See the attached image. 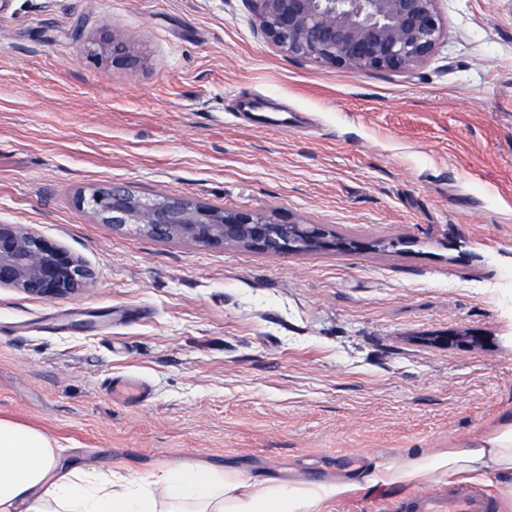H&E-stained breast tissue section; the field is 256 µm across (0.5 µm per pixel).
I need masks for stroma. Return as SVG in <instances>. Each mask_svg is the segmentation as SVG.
Segmentation results:
<instances>
[{
    "instance_id": "35a3bbf8",
    "label": "stroma",
    "mask_w": 512,
    "mask_h": 512,
    "mask_svg": "<svg viewBox=\"0 0 512 512\" xmlns=\"http://www.w3.org/2000/svg\"><path fill=\"white\" fill-rule=\"evenodd\" d=\"M405 74L275 50L247 0H7L0 224L82 258L47 301L0 287V418L122 475L207 461L323 482L467 447L512 416V0H440ZM137 66L85 51L102 30ZM249 98L309 131L254 126ZM293 218L356 249L278 255L113 230L92 189ZM471 329L482 346L425 337ZM134 375L148 398L112 399ZM448 480L321 512H389Z\"/></svg>"
}]
</instances>
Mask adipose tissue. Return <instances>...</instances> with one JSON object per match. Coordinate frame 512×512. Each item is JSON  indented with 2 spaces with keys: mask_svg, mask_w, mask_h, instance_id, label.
I'll list each match as a JSON object with an SVG mask.
<instances>
[{
  "mask_svg": "<svg viewBox=\"0 0 512 512\" xmlns=\"http://www.w3.org/2000/svg\"><path fill=\"white\" fill-rule=\"evenodd\" d=\"M506 478L512 496V417L470 448L420 455L358 481L296 484L242 478L206 463L128 478L65 461L44 433L0 419V512H318L366 487L448 478Z\"/></svg>",
  "mask_w": 512,
  "mask_h": 512,
  "instance_id": "adipose-tissue-1",
  "label": "adipose tissue"
}]
</instances>
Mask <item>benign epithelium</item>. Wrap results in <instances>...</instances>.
<instances>
[{
	"mask_svg": "<svg viewBox=\"0 0 512 512\" xmlns=\"http://www.w3.org/2000/svg\"><path fill=\"white\" fill-rule=\"evenodd\" d=\"M255 25L279 51L305 61L352 72L405 73L437 51L446 29L439 0H247ZM90 54L108 55L112 63L132 67L135 48L117 33L103 31L88 44ZM102 220L121 229L139 224L164 239H186L203 246L239 245L265 252L288 236L283 251H293L294 236L306 225L272 222L251 211H218L183 197L144 207L126 192L100 188L90 198ZM93 272L64 246L0 224V286L30 296L56 300L87 287ZM429 344L474 347L482 337L450 329L425 337Z\"/></svg>",
	"mask_w": 512,
	"mask_h": 512,
	"instance_id": "7a95c632",
	"label": "benign epithelium"
}]
</instances>
